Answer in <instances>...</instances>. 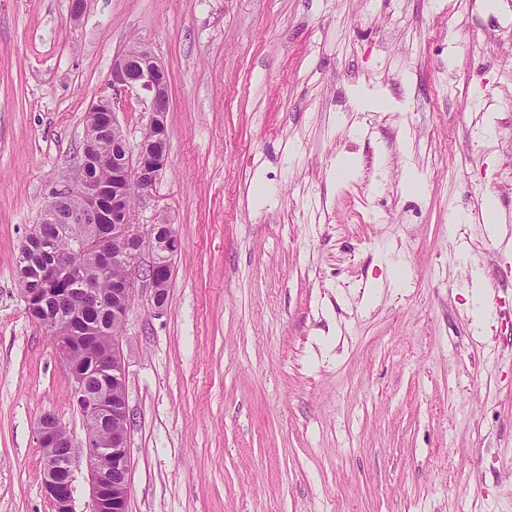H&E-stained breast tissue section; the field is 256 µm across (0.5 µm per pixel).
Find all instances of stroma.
Here are the masks:
<instances>
[{"label": "stroma", "instance_id": "35a3bbf8", "mask_svg": "<svg viewBox=\"0 0 512 512\" xmlns=\"http://www.w3.org/2000/svg\"><path fill=\"white\" fill-rule=\"evenodd\" d=\"M71 4L0 0V512H52L42 415L85 437L15 261L134 46L171 84L133 221L181 249L126 320L128 512H512V0Z\"/></svg>", "mask_w": 512, "mask_h": 512}]
</instances>
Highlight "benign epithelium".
Wrapping results in <instances>:
<instances>
[{"mask_svg":"<svg viewBox=\"0 0 512 512\" xmlns=\"http://www.w3.org/2000/svg\"><path fill=\"white\" fill-rule=\"evenodd\" d=\"M115 97L100 99L89 108V127L112 130L117 148L112 150V224L113 236L125 242L119 257L126 270L122 287L112 290V348L98 359L104 385L90 391L85 385L83 365L72 354L60 356L74 382V398L86 422V435L79 453L64 458L55 456L52 448L68 439V434L51 415L41 418L38 426L39 447L44 457V491L53 512H76L77 487L75 471L86 466L90 481V502L86 512H127L131 463L127 455L130 433V411L126 395L115 396L114 390L126 389V363L123 354V330L129 310L128 301L135 295L136 282L143 279L153 288L157 304L163 303V291L172 275V259L180 241L169 224H135L128 191L138 197L155 188L160 172L168 160V134L164 102L168 99L170 73L147 48H134L119 56L112 65L110 79ZM141 88L151 94V105L145 128L148 137L131 145L117 119V96ZM81 199V207L72 212L67 224H97L103 213V186L90 179L80 183L66 181L61 186ZM150 261L142 265L144 253ZM100 270L80 262L71 252L49 250L44 271L48 291L60 304L74 302L78 280ZM120 420L125 429L103 440L104 423Z\"/></svg>","mask_w":512,"mask_h":512,"instance_id":"7a95c632","label":"benign epithelium"}]
</instances>
